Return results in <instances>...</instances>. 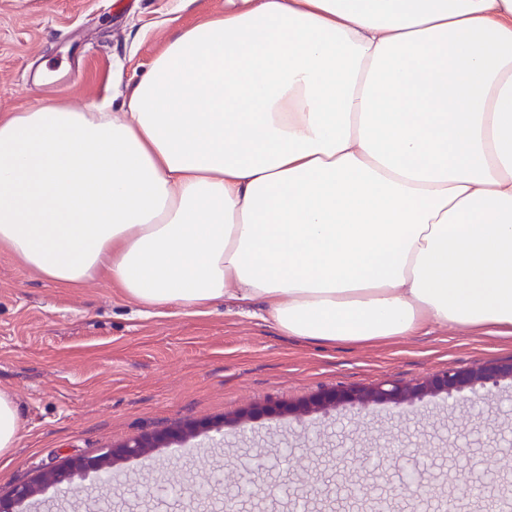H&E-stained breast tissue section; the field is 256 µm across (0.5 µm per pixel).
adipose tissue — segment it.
Masks as SVG:
<instances>
[{
    "mask_svg": "<svg viewBox=\"0 0 512 512\" xmlns=\"http://www.w3.org/2000/svg\"><path fill=\"white\" fill-rule=\"evenodd\" d=\"M0 245L305 341L512 335V0H224L124 111L0 116Z\"/></svg>",
    "mask_w": 512,
    "mask_h": 512,
    "instance_id": "ef3b65f1",
    "label": "adipose tissue"
}]
</instances>
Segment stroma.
I'll return each mask as SVG.
<instances>
[{"label":"stroma","mask_w":512,"mask_h":512,"mask_svg":"<svg viewBox=\"0 0 512 512\" xmlns=\"http://www.w3.org/2000/svg\"><path fill=\"white\" fill-rule=\"evenodd\" d=\"M224 0H0V115L42 103L92 102L118 110L132 85L180 27L223 13ZM74 65L75 80L54 85L37 70ZM512 356V335L442 327L379 345H318L281 334L257 309L231 300L201 311H144L106 276L76 287L46 280L0 247V391L18 407L14 448L0 455V490L64 457L94 456L134 437L194 420L224 422V445L176 447L125 463L129 477L101 512H146L142 485L186 471L221 474L251 445L276 452L307 445L310 457L340 446L344 469L359 467L366 439L418 437L457 422L468 439L512 429V387L492 400L449 411L441 399L400 416L378 406L374 419L341 412L324 435L305 442L317 418H265L256 440L229 420L268 400L288 403L323 389L409 383L451 365L475 367Z\"/></svg>","instance_id":"35a3bbf8"}]
</instances>
